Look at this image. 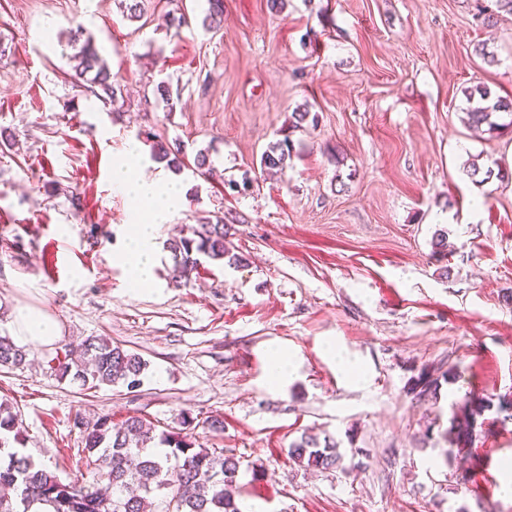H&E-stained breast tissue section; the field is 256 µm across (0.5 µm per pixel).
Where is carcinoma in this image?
I'll return each mask as SVG.
<instances>
[{
    "instance_id": "carcinoma-1",
    "label": "carcinoma",
    "mask_w": 512,
    "mask_h": 512,
    "mask_svg": "<svg viewBox=\"0 0 512 512\" xmlns=\"http://www.w3.org/2000/svg\"><path fill=\"white\" fill-rule=\"evenodd\" d=\"M208 8L202 25L216 30L224 22V0H207ZM72 70L77 81L88 83L92 93L102 90L111 102L118 100L120 85L112 80L106 61L88 38L80 50L71 56ZM479 94L480 102L465 109L464 122L474 128L487 127L490 133L512 128V100L495 97L485 87L465 91L467 100ZM509 121L502 122V116ZM180 151L157 143L152 146V158L167 161L178 168L182 165ZM292 144L284 137L269 145L261 156L265 170L282 171L291 159ZM467 176L475 181L482 174L480 166L471 162ZM485 179L496 176L504 181L509 171L500 169L484 172ZM224 223L186 226L185 233L171 240L167 248L172 254L175 278L189 281L198 268V256L214 262H241L231 253ZM26 351L8 336H0V366L18 369L26 362ZM50 362L57 364L63 376L88 389L118 384L133 388L141 383L147 367L143 357L119 344L91 337L83 343V360L75 361L69 353L55 355ZM438 379L424 374L410 391L419 399L434 395ZM488 400L468 398L458 407L449 429L450 441L463 447L472 441L478 419L487 408ZM74 425L82 433L84 447L80 463L92 479L76 478L65 481L37 466L30 457L12 446L18 442L17 415L0 406V512H28L35 503L46 512H241L235 500L240 462L233 456L207 448H195L190 433L156 435L146 421L131 416L119 424L102 416L93 423L75 418ZM170 451H156L158 446ZM289 455L308 468L330 470L338 467L341 455L336 443L314 434H306L289 448Z\"/></svg>"
}]
</instances>
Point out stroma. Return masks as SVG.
I'll return each mask as SVG.
<instances>
[{
	"label": "stroma",
	"mask_w": 512,
	"mask_h": 512,
	"mask_svg": "<svg viewBox=\"0 0 512 512\" xmlns=\"http://www.w3.org/2000/svg\"><path fill=\"white\" fill-rule=\"evenodd\" d=\"M144 4L131 20L123 0H0V336L14 308L41 306L61 344L97 336L148 362L140 386L85 390L48 365L53 347L29 348L24 369L0 370L20 451L69 480L75 416L170 433L188 415L199 444L240 460L242 512H512L496 478L512 418L491 407L455 457L448 438L465 399H512V181L463 171L512 168V132L462 122L465 89L512 98V16L477 19L494 0H224L208 32L206 0ZM76 30L121 83L117 102L71 80ZM305 106L317 121L294 128ZM286 135L287 168L262 174ZM159 141L189 160L208 150L216 176L155 161ZM134 144L141 174L185 191L161 240L220 218L240 264L204 258L179 284L163 248L154 286L130 290L115 261L130 203L110 172ZM276 349L293 358L283 386L268 376ZM423 371L440 385L417 399ZM307 432L335 441L341 467L289 457Z\"/></svg>",
	"instance_id": "obj_1"
}]
</instances>
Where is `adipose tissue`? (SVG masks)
<instances>
[{
    "label": "adipose tissue",
    "instance_id": "ef3b65f1",
    "mask_svg": "<svg viewBox=\"0 0 512 512\" xmlns=\"http://www.w3.org/2000/svg\"><path fill=\"white\" fill-rule=\"evenodd\" d=\"M133 169L128 159L112 166L113 186L132 201L138 215L116 261L125 269L131 288L142 290L154 281L160 229L169 208L179 202L181 191L165 182L135 176ZM13 324L15 343L20 347L51 344L61 336L58 322L42 308H17Z\"/></svg>",
    "mask_w": 512,
    "mask_h": 512
}]
</instances>
